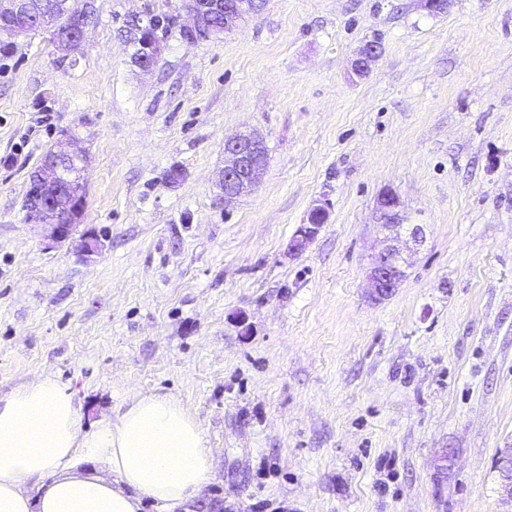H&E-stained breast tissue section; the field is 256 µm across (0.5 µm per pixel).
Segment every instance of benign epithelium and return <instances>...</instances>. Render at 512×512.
Here are the masks:
<instances>
[{
	"label": "benign epithelium",
	"mask_w": 512,
	"mask_h": 512,
	"mask_svg": "<svg viewBox=\"0 0 512 512\" xmlns=\"http://www.w3.org/2000/svg\"><path fill=\"white\" fill-rule=\"evenodd\" d=\"M183 8L189 18V23L182 26L184 39L195 44L202 41L217 40L224 32L230 31L245 18L258 13L256 0H207L203 5L200 0H183ZM27 0H0V22L19 32L26 25L28 17ZM87 25L80 26L74 36L60 41V50L71 54L80 50ZM162 40L156 39L149 46H140V60L136 68L144 73L152 72L162 54ZM381 54L378 44L368 42L357 52L352 66L358 75L369 72L371 65ZM55 155L65 161L75 163L76 170L66 171L58 165L43 175V178L53 183L60 196L70 192V181L77 178V172L85 170L86 156L77 151L59 150ZM266 169V147L262 138L254 134H239L224 140V170L220 187L224 194V202L229 203L251 191L261 182ZM399 205L397 195L390 189L380 194L377 200L379 221L388 226L396 220V209ZM32 225L41 228L44 234L56 241H64L72 237L78 225L65 224L60 220L56 210L43 206L32 212L29 217ZM320 228L318 223L304 224L288 243L291 252L303 251L309 241ZM405 277L400 251L393 245L387 246L370 258L367 270V280L372 295L385 299L395 293Z\"/></svg>",
	"instance_id": "7a95c632"
}]
</instances>
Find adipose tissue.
Returning <instances> with one entry per match:
<instances>
[{"mask_svg": "<svg viewBox=\"0 0 512 512\" xmlns=\"http://www.w3.org/2000/svg\"><path fill=\"white\" fill-rule=\"evenodd\" d=\"M212 467L202 425L172 396L132 397L88 431L55 376L0 395V512L188 510Z\"/></svg>", "mask_w": 512, "mask_h": 512, "instance_id": "ef3b65f1", "label": "adipose tissue"}]
</instances>
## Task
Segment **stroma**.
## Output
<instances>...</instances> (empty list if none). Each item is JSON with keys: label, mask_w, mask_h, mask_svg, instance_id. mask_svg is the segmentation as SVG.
<instances>
[{"label": "stroma", "mask_w": 512, "mask_h": 512, "mask_svg": "<svg viewBox=\"0 0 512 512\" xmlns=\"http://www.w3.org/2000/svg\"><path fill=\"white\" fill-rule=\"evenodd\" d=\"M96 4L80 52L38 31L0 53V393L53 374L87 428L174 396L215 460L193 512H512V0H266L195 45L181 0ZM140 11L172 19L149 74L122 33ZM243 131L266 171L228 203ZM62 145L88 159L85 217L52 242L24 197ZM391 242L406 276L378 300ZM381 54V47L371 42L365 43L357 52L352 66L358 75H364L369 72L371 65ZM266 169V147L254 134H239L224 140V170L220 187L225 202L253 191ZM399 205L397 195L390 189L380 194L377 200V210L379 213V221L383 226H390L391 221L396 220V209ZM312 212L317 213L318 215L323 217V220L321 223H311L312 221L316 220V216L314 214H310L309 224H304L302 227L295 233V235L290 239L288 243V250L291 252H301L303 251L309 241L315 236V234L318 232L320 226L325 223L327 216H328V210H327V203L326 202H318L314 205L312 208ZM404 277L402 257L395 246L389 245L370 258L367 280L376 299L381 300L393 295Z\"/></svg>", "instance_id": "stroma-1"}]
</instances>
